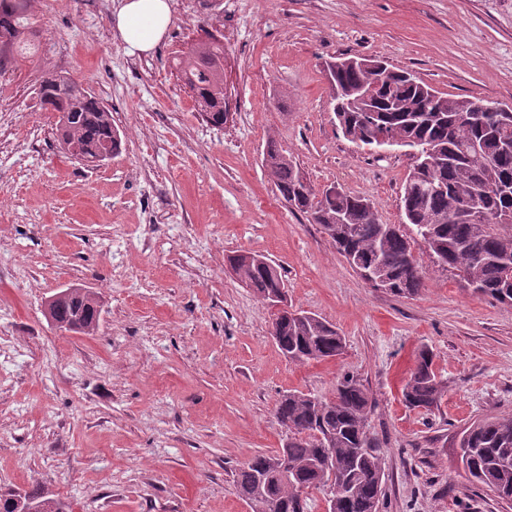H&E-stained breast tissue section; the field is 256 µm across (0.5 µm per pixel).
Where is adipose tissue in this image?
<instances>
[{"label": "adipose tissue", "instance_id": "ef3b65f1", "mask_svg": "<svg viewBox=\"0 0 512 512\" xmlns=\"http://www.w3.org/2000/svg\"><path fill=\"white\" fill-rule=\"evenodd\" d=\"M173 0H118L112 13V31L129 55L152 51L172 20Z\"/></svg>", "mask_w": 512, "mask_h": 512}]
</instances>
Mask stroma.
Returning <instances> with one entry per match:
<instances>
[{"label":"stroma","mask_w":512,"mask_h":512,"mask_svg":"<svg viewBox=\"0 0 512 512\" xmlns=\"http://www.w3.org/2000/svg\"><path fill=\"white\" fill-rule=\"evenodd\" d=\"M30 13L40 51L0 76V490L39 482L73 512H247L234 474L280 447V395L332 394L350 371L384 441L380 512H512L469 481L460 448L471 423L512 414V305L473 294L419 240L418 295L369 286L262 163L276 139L315 190L364 196L404 227L409 157L342 135L322 65L378 57L444 95L512 105V0H175L142 57L114 37L112 0H32ZM208 30L226 36L221 129L172 66ZM47 69L111 112L122 145L103 165L60 149L37 96ZM241 251L338 328L339 358L283 357L266 304L229 267ZM72 284L102 299L94 335L43 315ZM423 347L445 384L430 412L401 397Z\"/></svg>","instance_id":"1"}]
</instances>
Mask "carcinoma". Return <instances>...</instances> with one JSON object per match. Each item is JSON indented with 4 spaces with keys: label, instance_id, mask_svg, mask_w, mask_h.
Returning a JSON list of instances; mask_svg holds the SVG:
<instances>
[{
    "label": "carcinoma",
    "instance_id": "carcinoma-1",
    "mask_svg": "<svg viewBox=\"0 0 512 512\" xmlns=\"http://www.w3.org/2000/svg\"><path fill=\"white\" fill-rule=\"evenodd\" d=\"M30 0H0V71L16 58L36 52L34 29L29 17ZM176 66L184 83L195 95L200 114L215 127L224 125V42L214 35L193 42ZM338 94L332 96L333 112L343 136L358 147L379 146L387 137L400 146L434 159L440 179L448 182L441 191L433 186L429 168L413 167L402 189L401 208L414 234L427 246L439 266L457 272L465 286L502 304H512V223L499 216L512 209V151L501 144L512 142V111L485 112L470 118L481 100L439 95L434 112H409L428 103L431 87L403 69L391 68L387 81L374 94L359 98L356 92L372 83V74L360 68L341 69L333 76ZM41 107L58 114L57 141L69 155L78 148L82 157L112 143V154L121 147V137L112 126V113L78 82L57 71H46L38 88ZM263 165L276 190L292 210L308 215L327 233L344 259L353 256L377 265L387 277L384 289L397 297L418 294L425 273L411 249L410 237L392 224L383 223L370 200L338 192L321 194L303 183L304 175L278 142L266 143ZM477 197L486 220L477 224L466 216L469 199ZM344 213L346 223L336 224ZM239 274L260 299L285 288L279 267L242 265ZM97 293L84 289L57 302L51 317L60 328L77 325L84 332L99 326ZM282 354L293 353L296 361H325L338 356L343 337L325 319L304 323L281 315L272 323ZM433 353L422 349L403 388L404 402L413 409L431 410L444 392L443 382L432 368ZM373 398L368 388L350 372L336 383L332 396L321 397L291 390L275 403L274 416L288 434V443L276 454L288 460V470L275 475L267 468L268 454L254 456L239 467L234 482L240 496L252 494L259 478L266 479L272 493L262 512H306L300 503L299 486L324 490L327 472L318 466L324 452L330 465L348 487L336 495L334 512H372L384 492L382 442L369 430L368 415ZM461 444L464 470L470 481L490 488L504 500H512V416L471 424ZM0 512H72L49 488L37 484L29 490L0 493Z\"/></svg>",
    "mask_w": 512,
    "mask_h": 512
}]
</instances>
